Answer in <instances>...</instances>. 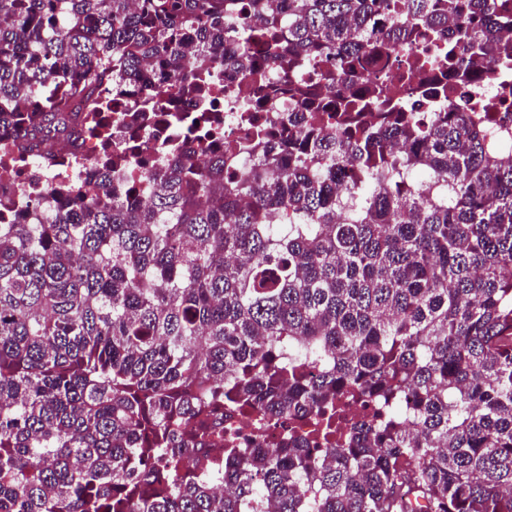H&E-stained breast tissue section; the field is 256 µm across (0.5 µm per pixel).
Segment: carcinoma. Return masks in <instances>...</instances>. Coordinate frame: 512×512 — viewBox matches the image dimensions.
<instances>
[{
	"instance_id": "cac0c4a2",
	"label": "carcinoma",
	"mask_w": 512,
	"mask_h": 512,
	"mask_svg": "<svg viewBox=\"0 0 512 512\" xmlns=\"http://www.w3.org/2000/svg\"><path fill=\"white\" fill-rule=\"evenodd\" d=\"M415 34L440 48L369 84ZM315 60L344 90L311 98ZM226 64L301 108L256 159L207 120L150 201L107 163L0 224V512H512V91L495 121L395 99L512 65V0H0V129L74 140L119 80L147 127ZM243 409L318 434L226 448Z\"/></svg>"
}]
</instances>
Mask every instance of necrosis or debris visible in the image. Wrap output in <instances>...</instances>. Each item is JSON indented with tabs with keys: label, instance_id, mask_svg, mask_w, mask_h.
<instances>
[{
	"label": "necrosis or debris",
	"instance_id": "necrosis-or-debris-1",
	"mask_svg": "<svg viewBox=\"0 0 512 512\" xmlns=\"http://www.w3.org/2000/svg\"><path fill=\"white\" fill-rule=\"evenodd\" d=\"M214 76L224 89L220 101L172 99L166 103L160 122L145 129L126 127L117 119L118 112L136 104L137 92L113 96L111 111L98 117L111 135L112 147L133 144L152 160L169 161L171 149L182 150L191 144L186 123L202 115L218 121L225 152L240 157L252 144L258 122L275 128L287 126L288 114L294 109L288 97L272 100L266 112L257 114L249 108L250 91L244 82L226 70H216ZM101 152L100 140L92 133L83 135L75 145L55 141L34 150L17 141L7 146L0 152V222L29 223L34 206L58 202L61 187L94 180Z\"/></svg>",
	"mask_w": 512,
	"mask_h": 512
}]
</instances>
